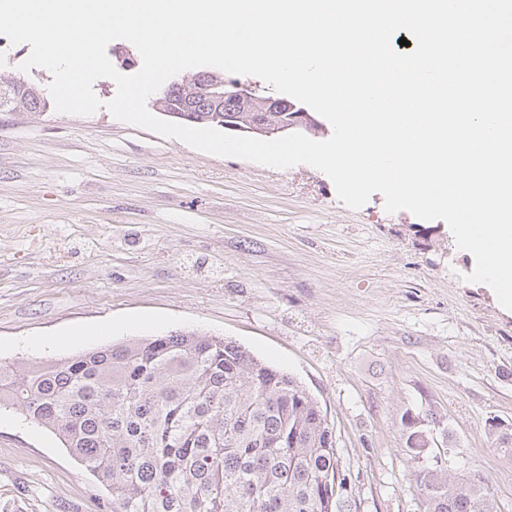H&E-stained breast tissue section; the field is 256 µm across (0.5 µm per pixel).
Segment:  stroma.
Masks as SVG:
<instances>
[{"label":"stroma","mask_w":512,"mask_h":512,"mask_svg":"<svg viewBox=\"0 0 512 512\" xmlns=\"http://www.w3.org/2000/svg\"><path fill=\"white\" fill-rule=\"evenodd\" d=\"M444 221L358 210L300 164L198 151L114 118L0 112V360L39 365L173 331L290 374L331 424L357 512H425L450 459L512 512V311ZM430 445L413 454L404 422ZM0 512H110L56 435L0 407ZM489 426L491 433L495 436L499 454L502 458L512 461V424L505 425L494 418Z\"/></svg>","instance_id":"stroma-1"}]
</instances>
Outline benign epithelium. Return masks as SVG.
Wrapping results in <instances>:
<instances>
[{
  "label": "benign epithelium",
  "instance_id": "7a95c632",
  "mask_svg": "<svg viewBox=\"0 0 512 512\" xmlns=\"http://www.w3.org/2000/svg\"><path fill=\"white\" fill-rule=\"evenodd\" d=\"M175 92L164 93V99L156 102V108L168 116L181 112H222L224 128L230 131L255 133L263 136L288 134L300 128L291 113L297 112L305 117L304 109L285 99L264 98L257 95L250 85L236 81L216 83L212 73L200 72L195 82L174 84ZM242 112H288V121L270 125L264 119H255L244 126L241 124Z\"/></svg>",
  "mask_w": 512,
  "mask_h": 512
}]
</instances>
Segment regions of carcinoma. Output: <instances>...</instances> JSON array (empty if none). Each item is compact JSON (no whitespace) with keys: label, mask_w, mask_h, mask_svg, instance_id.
I'll return each instance as SVG.
<instances>
[{"label":"carcinoma","mask_w":512,"mask_h":512,"mask_svg":"<svg viewBox=\"0 0 512 512\" xmlns=\"http://www.w3.org/2000/svg\"><path fill=\"white\" fill-rule=\"evenodd\" d=\"M1 112L45 108L22 79ZM186 122L224 127L219 112ZM0 406L52 430L105 486L112 512H353L327 414L292 376L232 341L184 331L114 343L38 366L0 361ZM406 445H429L416 420ZM512 461V424L492 420ZM427 512H498L487 480L419 474ZM343 488L336 493V487Z\"/></svg>","instance_id":"1"}]
</instances>
